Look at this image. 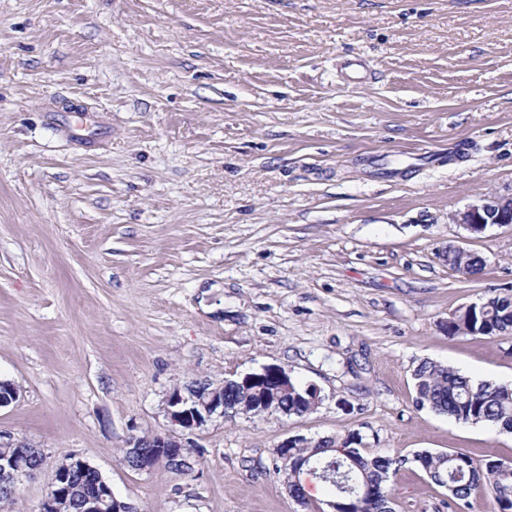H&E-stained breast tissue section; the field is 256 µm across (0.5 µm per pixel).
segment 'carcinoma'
Returning <instances> with one entry per match:
<instances>
[{
	"instance_id": "carcinoma-1",
	"label": "carcinoma",
	"mask_w": 512,
	"mask_h": 512,
	"mask_svg": "<svg viewBox=\"0 0 512 512\" xmlns=\"http://www.w3.org/2000/svg\"><path fill=\"white\" fill-rule=\"evenodd\" d=\"M512 330V295H495L471 308H460L448 321V334L494 337ZM415 403L437 414L469 424H486L512 432V386L492 382L473 383L457 371L431 360L420 361L413 370ZM290 415H303L313 406L307 389L289 381L288 394L279 400ZM355 434L310 442L301 439L291 449L288 471L276 465L289 493L298 489L297 461L316 467L313 476L325 483L336 508L360 512L359 490L367 487L372 498L366 512H394L387 487L392 466L416 463L432 483L448 490V508L461 512L468 508L472 491L484 487L492 496L495 512H512V466L502 460L477 463L462 452L422 450L413 458H391L354 446ZM97 478L92 473L73 476L71 496L75 499L96 493Z\"/></svg>"
}]
</instances>
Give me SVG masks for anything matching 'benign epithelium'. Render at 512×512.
<instances>
[{"mask_svg": "<svg viewBox=\"0 0 512 512\" xmlns=\"http://www.w3.org/2000/svg\"><path fill=\"white\" fill-rule=\"evenodd\" d=\"M455 224H462L470 231H482L489 226L512 227V193H491L478 203L467 206L464 210L451 215ZM288 372L281 366H269L259 372L246 374L238 379L224 381L213 387L211 384L187 394L174 390L167 398V414L171 422L178 426L180 432L155 434L149 447L154 453L146 455L141 451L144 444L138 440L129 442L127 465L136 471H149L163 463L177 471L191 469V463L183 455L182 436L202 429L215 417L232 418L238 415L271 414L270 398L264 397L255 402L258 409L251 410L248 405L232 406L224 401V389L227 387L255 386L262 389L267 383L288 390ZM20 398V390L12 383L0 381V408L6 407ZM80 467L96 471L87 461L72 455L65 457L56 466L51 486L42 501L41 512H61V508L70 505L69 473ZM41 466H32L27 455H0V491L14 493L18 483L33 477ZM78 512H134L131 504L116 498L107 481H102V490L97 498L82 501Z\"/></svg>", "mask_w": 512, "mask_h": 512, "instance_id": "7a95c632", "label": "benign epithelium"}]
</instances>
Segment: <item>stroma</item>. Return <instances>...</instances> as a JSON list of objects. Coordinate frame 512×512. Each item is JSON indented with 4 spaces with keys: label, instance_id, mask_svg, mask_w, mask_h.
Listing matches in <instances>:
<instances>
[{
    "label": "stroma",
    "instance_id": "1",
    "mask_svg": "<svg viewBox=\"0 0 512 512\" xmlns=\"http://www.w3.org/2000/svg\"><path fill=\"white\" fill-rule=\"evenodd\" d=\"M510 191L512 0H0V436L45 455L0 512H39L69 454L136 512L324 506L275 470L293 437L512 460L412 380L429 359L512 385V332L448 333L512 294V229L449 216ZM267 366L319 405L212 419L186 473L124 464L173 390ZM388 486L395 512H449L415 465Z\"/></svg>",
    "mask_w": 512,
    "mask_h": 512
}]
</instances>
